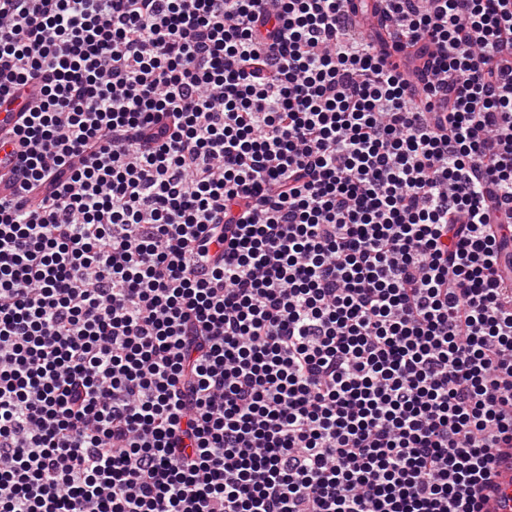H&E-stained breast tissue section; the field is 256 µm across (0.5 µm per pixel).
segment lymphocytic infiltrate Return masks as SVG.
<instances>
[{
  "mask_svg": "<svg viewBox=\"0 0 512 512\" xmlns=\"http://www.w3.org/2000/svg\"><path fill=\"white\" fill-rule=\"evenodd\" d=\"M31 86L0 512H482L512 0H0Z\"/></svg>",
  "mask_w": 512,
  "mask_h": 512,
  "instance_id": "f902f5d3",
  "label": "lymphocytic infiltrate"
}]
</instances>
